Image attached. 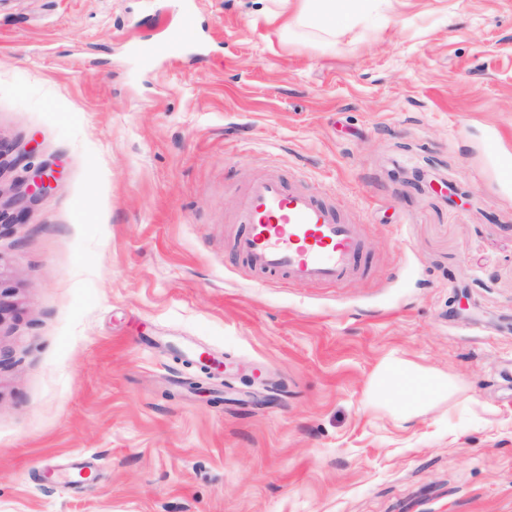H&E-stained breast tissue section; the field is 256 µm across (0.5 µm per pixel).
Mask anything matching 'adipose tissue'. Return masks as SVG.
<instances>
[{"label":"adipose tissue","mask_w":512,"mask_h":512,"mask_svg":"<svg viewBox=\"0 0 512 512\" xmlns=\"http://www.w3.org/2000/svg\"><path fill=\"white\" fill-rule=\"evenodd\" d=\"M358 11L350 0H275L266 19L282 29L317 23L331 34L354 27ZM454 383L447 374L430 371L396 357L384 359L370 383L369 398L383 401L401 421H409L431 403L448 397Z\"/></svg>","instance_id":"obj_1"}]
</instances>
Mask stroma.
Returning <instances> with one entry per match:
<instances>
[{
	"instance_id": "stroma-1",
	"label": "stroma",
	"mask_w": 512,
	"mask_h": 512,
	"mask_svg": "<svg viewBox=\"0 0 512 512\" xmlns=\"http://www.w3.org/2000/svg\"><path fill=\"white\" fill-rule=\"evenodd\" d=\"M191 1L145 61L184 0H0V143L30 153L0 183L55 170L0 216V512H512V0H385L336 39ZM269 173L361 224L366 276L242 265ZM391 355L457 392L367 406ZM52 178H54L53 171L48 165L45 164L37 168V171L32 178V183H30L28 179H24L17 182L13 187L8 189H3L0 183V206L1 197L5 193L12 191L11 196L6 203L18 209L16 215L12 217L14 224L24 223V211L39 197V194L36 192V190L45 189Z\"/></svg>"
}]
</instances>
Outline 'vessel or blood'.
<instances>
[{
    "mask_svg": "<svg viewBox=\"0 0 512 512\" xmlns=\"http://www.w3.org/2000/svg\"><path fill=\"white\" fill-rule=\"evenodd\" d=\"M235 221L234 250L260 277L335 286L366 271L359 225L280 175L247 184Z\"/></svg>",
    "mask_w": 512,
    "mask_h": 512,
    "instance_id": "b4317fda",
    "label": "vessel or blood"
}]
</instances>
